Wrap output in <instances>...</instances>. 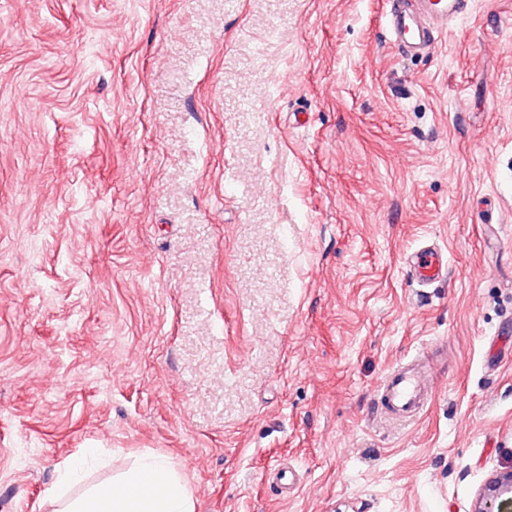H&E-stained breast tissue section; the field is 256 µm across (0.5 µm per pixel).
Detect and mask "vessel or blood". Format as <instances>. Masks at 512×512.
<instances>
[{
    "label": "vessel or blood",
    "mask_w": 512,
    "mask_h": 512,
    "mask_svg": "<svg viewBox=\"0 0 512 512\" xmlns=\"http://www.w3.org/2000/svg\"><path fill=\"white\" fill-rule=\"evenodd\" d=\"M394 0L387 18L391 41L403 53L429 48L439 31L464 14L469 0ZM413 279L421 286L434 285L448 277V257L440 248L425 247L407 257ZM378 403L383 414L394 421H407L421 414L431 402L428 373L423 358L417 357L395 367L380 383Z\"/></svg>",
    "instance_id": "1"
}]
</instances>
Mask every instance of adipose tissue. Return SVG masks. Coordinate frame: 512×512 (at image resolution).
<instances>
[{
    "label": "adipose tissue",
    "instance_id": "obj_1",
    "mask_svg": "<svg viewBox=\"0 0 512 512\" xmlns=\"http://www.w3.org/2000/svg\"><path fill=\"white\" fill-rule=\"evenodd\" d=\"M81 468L76 460L62 471L51 494L55 512H195L186 480L166 457L143 455L112 481L69 496Z\"/></svg>",
    "mask_w": 512,
    "mask_h": 512
}]
</instances>
